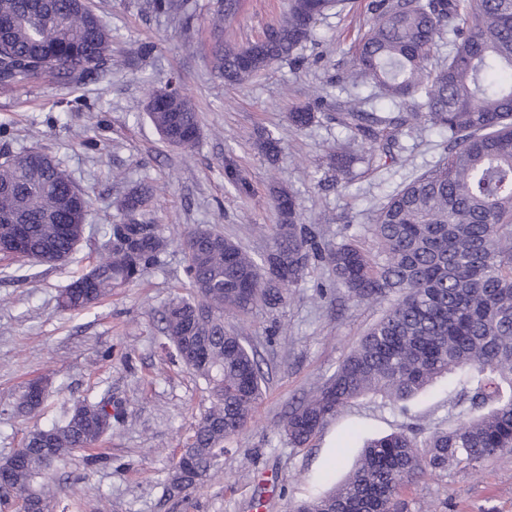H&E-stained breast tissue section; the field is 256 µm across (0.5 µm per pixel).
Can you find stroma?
I'll use <instances>...</instances> for the list:
<instances>
[{
  "mask_svg": "<svg viewBox=\"0 0 512 512\" xmlns=\"http://www.w3.org/2000/svg\"><path fill=\"white\" fill-rule=\"evenodd\" d=\"M369 0L332 8L317 21L295 58L278 61L246 81L229 84L215 52L262 39L288 9V0H240L237 14L215 29L219 0H192L191 19L159 14L152 0H92L112 28V59L73 83H52L15 96L0 93V122L10 125L0 150L38 147L58 161L92 199L90 221L113 223L124 197L152 185L147 220L169 241L158 266L88 310L64 311L58 298L96 261L101 239H84L70 262L35 265L28 279L0 256V460L24 447L30 430L62 419L74 402L110 392L119 416L100 444L109 462L88 467L84 452L58 465L54 512H289L291 505L344 480L365 440L396 431L405 417L448 425V382L441 379L407 404L364 399L337 413L309 447H292L281 421L292 400L308 396L331 375L384 314L383 303L350 300L334 287L323 261L309 267L286 300L227 316L256 350L267 374L265 394L243 433L228 441L221 471L201 488L168 493V476L209 406L203 381L171 362L159 322L161 310L187 296L189 228L210 225L254 258L276 247V191L293 194L305 223L321 232L323 249L356 237L374 249L370 228L382 205L445 156L446 140L423 128L399 135L398 160L374 170L358 164L351 180L326 165L329 152L363 153L365 146L338 124L336 107L352 98L367 112L389 111L368 85H354L349 49L370 15ZM179 80L200 116L189 150L163 143L145 115L149 90ZM315 103L306 128L288 119L294 107ZM279 142L277 159L258 146L260 132ZM233 163L249 184L240 192L224 175ZM35 380L46 383L33 413L17 400ZM403 512H512V453L485 461L480 471L453 468L401 489Z\"/></svg>",
  "mask_w": 512,
  "mask_h": 512,
  "instance_id": "obj_1",
  "label": "stroma"
}]
</instances>
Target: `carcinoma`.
Listing matches in <instances>:
<instances>
[{
  "label": "carcinoma",
  "instance_id": "cac0c4a2",
  "mask_svg": "<svg viewBox=\"0 0 512 512\" xmlns=\"http://www.w3.org/2000/svg\"><path fill=\"white\" fill-rule=\"evenodd\" d=\"M341 2L289 0L263 39L218 51L216 68L239 83L291 58L312 37L315 20ZM369 7L376 18L354 45L353 75L400 112L368 113L359 99L337 106L338 122L367 149L358 158L331 152L329 167L345 179L357 162L372 168L392 156L403 128L422 125L446 135L448 155L382 207L374 252L354 242L322 251L320 232L302 222L286 191L274 197L276 248L259 261L212 229L186 233L184 276L193 296L166 305L162 321L171 357L203 380L211 406L188 445L199 478L180 484L170 477L174 492L198 489L221 469L224 442L243 432L263 396L260 363L224 328V315L260 301L282 303L314 260L329 264L355 300L390 306L313 395L285 415L288 443L307 447L356 399L405 403L439 378L448 380V428L422 440L426 426L408 422L368 442L345 481L293 512H399L403 483L450 467L476 469L512 452V0H371ZM153 9L184 14L187 0H153ZM445 38L448 59L435 65ZM111 56L112 29L87 0H0L1 93L79 81ZM145 111L165 142L175 128L184 137L180 148L195 145L198 112L177 87L167 99L150 91ZM314 118L309 106L289 113L300 128ZM128 198L132 208L98 229L103 251L93 288L79 287L82 276L74 280L61 294L62 309H87L160 262L169 241L143 220L152 189L140 185ZM89 212V200L43 151L0 153V214L27 228L19 253L16 225L0 222V253L61 264L92 233ZM111 407L110 398L83 401L62 423L29 433L26 461L0 470V485L20 508L52 512L53 467L69 449L92 447L112 429Z\"/></svg>",
  "mask_w": 512,
  "mask_h": 512
}]
</instances>
